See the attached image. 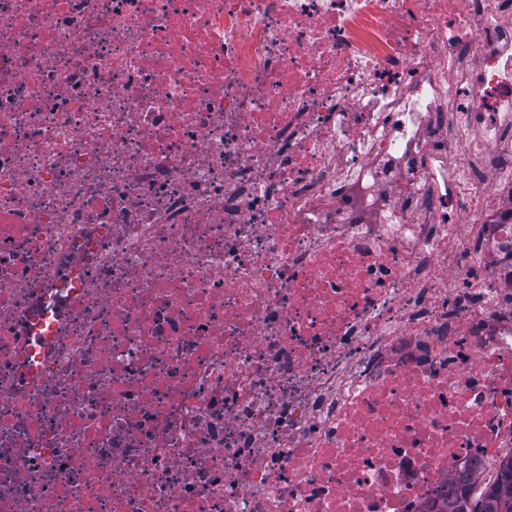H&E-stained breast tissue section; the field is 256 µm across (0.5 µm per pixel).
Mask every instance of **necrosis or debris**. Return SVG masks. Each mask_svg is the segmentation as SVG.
<instances>
[{"instance_id": "obj_1", "label": "necrosis or debris", "mask_w": 512, "mask_h": 512, "mask_svg": "<svg viewBox=\"0 0 512 512\" xmlns=\"http://www.w3.org/2000/svg\"><path fill=\"white\" fill-rule=\"evenodd\" d=\"M511 455L512 0H0V512Z\"/></svg>"}]
</instances>
